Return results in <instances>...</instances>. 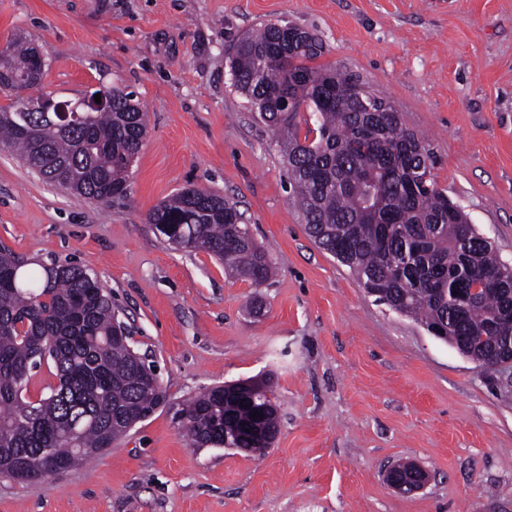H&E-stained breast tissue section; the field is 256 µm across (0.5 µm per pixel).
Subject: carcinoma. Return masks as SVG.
I'll return each mask as SVG.
<instances>
[{
  "mask_svg": "<svg viewBox=\"0 0 512 512\" xmlns=\"http://www.w3.org/2000/svg\"><path fill=\"white\" fill-rule=\"evenodd\" d=\"M324 53L309 32L268 23L239 38L230 57L234 86L279 135L308 235L389 309L426 327L444 326L449 344L470 337L477 359L498 354L501 341L512 340V324L495 321L512 306V274L461 310L449 301L473 270L504 264L489 243L460 236L467 217L425 178L432 159L422 139L394 112L365 111L357 78L314 64ZM46 67L31 40L17 36L0 56L9 80L0 92L40 89ZM104 95L107 105L90 112L76 99L60 102L76 107L64 117L20 112L19 100L1 106L0 141L75 196L120 199L148 125L133 93L113 87ZM284 97L315 116L313 140L300 139L297 113L280 111ZM149 223L182 248L212 254L232 276L256 286L271 278L265 254L243 235V214L217 194L185 188L157 206ZM129 339L112 297L88 268L35 271L0 248V470L43 481L70 468L76 449L96 455L155 413L165 394L151 388L153 367ZM44 362L56 381L32 400L25 396L29 378ZM255 409L224 397L221 385L185 404L181 423L195 448L224 445L227 427L236 448L260 453L246 432Z\"/></svg>",
  "mask_w": 512,
  "mask_h": 512,
  "instance_id": "obj_1",
  "label": "carcinoma"
}]
</instances>
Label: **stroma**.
Segmentation results:
<instances>
[{
  "mask_svg": "<svg viewBox=\"0 0 512 512\" xmlns=\"http://www.w3.org/2000/svg\"><path fill=\"white\" fill-rule=\"evenodd\" d=\"M280 21L394 106L438 188L512 266V0H0V48L30 37L44 92L119 87L148 116L127 194L107 204L0 142V247L35 268H90L167 396L74 468L0 474V512H512V379L375 301L314 243L277 134L231 81L238 37ZM186 187L236 204L271 280L229 276L149 224ZM252 377L273 382V446L191 447L183 403ZM405 460L429 471L424 490L387 485Z\"/></svg>",
  "mask_w": 512,
  "mask_h": 512,
  "instance_id": "stroma-1",
  "label": "stroma"
}]
</instances>
